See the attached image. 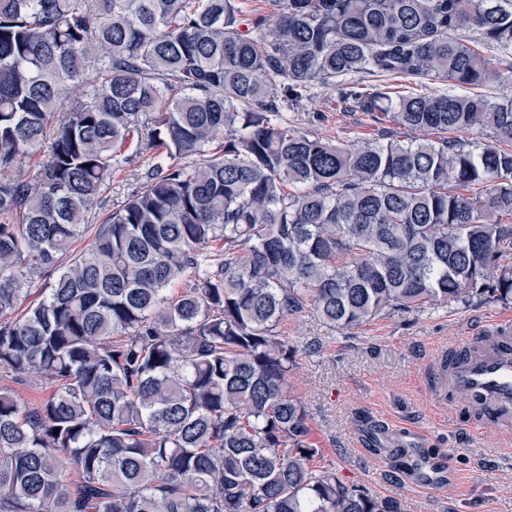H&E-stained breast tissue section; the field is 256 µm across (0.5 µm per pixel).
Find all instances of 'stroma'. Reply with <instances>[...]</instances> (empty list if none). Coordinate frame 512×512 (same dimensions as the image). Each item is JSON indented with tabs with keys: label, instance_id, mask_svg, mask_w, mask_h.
I'll return each instance as SVG.
<instances>
[{
	"label": "stroma",
	"instance_id": "obj_1",
	"mask_svg": "<svg viewBox=\"0 0 512 512\" xmlns=\"http://www.w3.org/2000/svg\"><path fill=\"white\" fill-rule=\"evenodd\" d=\"M339 96L338 87L316 86L284 108L289 127L343 145L377 136L363 113L338 109ZM147 164L143 157L113 170L91 223L101 224L127 198ZM509 316L512 304L475 297L395 311L348 331L310 315L284 320L280 330L298 352L288 393L308 415L319 450L314 467L335 471L368 496L397 500L400 512H512V434L472 431L464 406H439L430 397L462 337ZM399 448L406 457L396 456ZM413 448L447 461L448 480L436 492L414 482Z\"/></svg>",
	"mask_w": 512,
	"mask_h": 512
}]
</instances>
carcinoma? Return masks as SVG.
<instances>
[{
    "label": "carcinoma",
    "mask_w": 512,
    "mask_h": 512,
    "mask_svg": "<svg viewBox=\"0 0 512 512\" xmlns=\"http://www.w3.org/2000/svg\"><path fill=\"white\" fill-rule=\"evenodd\" d=\"M278 5L269 31L236 0H0V369L51 388H0V512H399L312 469L278 327L512 302V97L473 93L494 70L457 35L512 55V0ZM358 73L460 92L341 88L384 126L352 148L282 121ZM383 85H390L392 90L396 94L406 95L411 93H444L448 92V90H455L451 85L448 84L442 78H391L384 83L380 82ZM147 164V157H141L130 165L113 170L108 191L103 195L102 201L98 202L92 210L90 215L91 224H101L108 213L112 211V208L121 204L127 198L136 183V175L134 174L145 169ZM0 386L11 388L24 402L40 401L50 392L40 378L33 376L18 377L5 371H0Z\"/></svg>",
    "instance_id": "obj_1"
}]
</instances>
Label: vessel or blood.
<instances>
[{
  "mask_svg": "<svg viewBox=\"0 0 512 512\" xmlns=\"http://www.w3.org/2000/svg\"><path fill=\"white\" fill-rule=\"evenodd\" d=\"M465 349V355L443 373V386L477 416L493 418L495 428L512 429V322L501 319L483 325L478 335L466 337ZM414 477L435 487L446 481L448 466L425 457Z\"/></svg>",
  "mask_w": 512,
  "mask_h": 512,
  "instance_id": "obj_1",
  "label": "vessel or blood"
}]
</instances>
